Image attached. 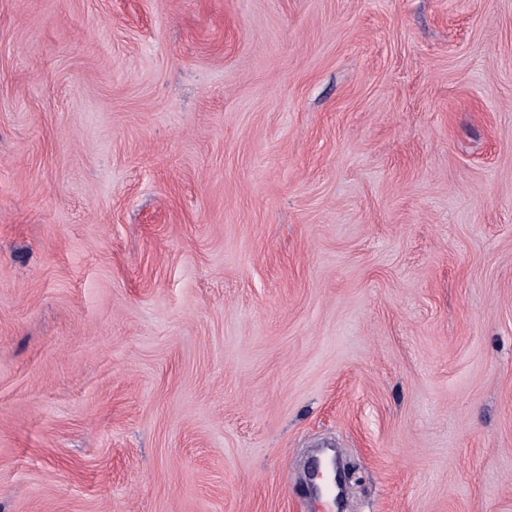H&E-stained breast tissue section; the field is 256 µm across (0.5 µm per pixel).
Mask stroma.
<instances>
[{
  "mask_svg": "<svg viewBox=\"0 0 512 512\" xmlns=\"http://www.w3.org/2000/svg\"><path fill=\"white\" fill-rule=\"evenodd\" d=\"M512 512V0H0V512ZM317 478L323 481L322 486H315L317 494H321L324 490L334 491L336 499L343 500V492L348 486L350 477L347 468L340 465L337 455L324 466L320 460H316L311 480Z\"/></svg>",
  "mask_w": 512,
  "mask_h": 512,
  "instance_id": "35a3bbf8",
  "label": "stroma"
}]
</instances>
